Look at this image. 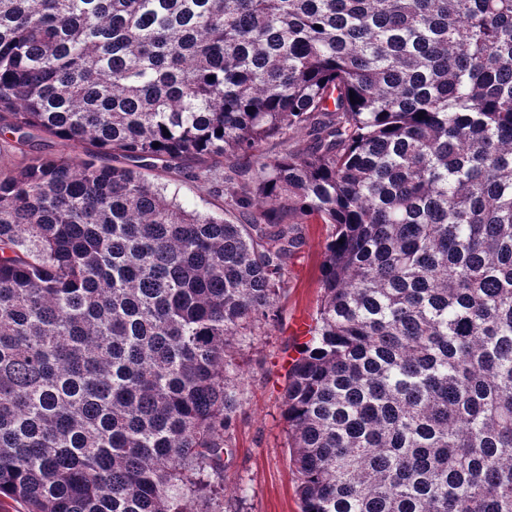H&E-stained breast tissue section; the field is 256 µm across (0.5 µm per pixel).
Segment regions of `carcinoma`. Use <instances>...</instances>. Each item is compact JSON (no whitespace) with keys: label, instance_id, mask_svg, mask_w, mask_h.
Masks as SVG:
<instances>
[{"label":"carcinoma","instance_id":"1","mask_svg":"<svg viewBox=\"0 0 512 512\" xmlns=\"http://www.w3.org/2000/svg\"><path fill=\"white\" fill-rule=\"evenodd\" d=\"M0 132V512H195L314 222L300 512H512V0H0ZM155 182L166 184L168 193H175L186 207L197 209L203 213L214 216H224L225 219L235 221L233 215L225 212L224 191L220 186L224 177V163L214 168L211 181L193 179L188 176H177L162 172L161 169L148 172Z\"/></svg>","mask_w":512,"mask_h":512}]
</instances>
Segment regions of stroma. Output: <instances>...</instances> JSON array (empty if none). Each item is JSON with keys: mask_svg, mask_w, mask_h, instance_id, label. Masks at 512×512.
Here are the masks:
<instances>
[{"mask_svg": "<svg viewBox=\"0 0 512 512\" xmlns=\"http://www.w3.org/2000/svg\"><path fill=\"white\" fill-rule=\"evenodd\" d=\"M223 167L211 180L150 171V178L167 185L169 193L188 208L214 216L225 213L221 181ZM305 245L288 268L278 307L280 322L257 330L236 344V384L241 404L232 432L234 454L223 476H208L215 493L198 504L200 512H300L295 495L297 477L290 462L282 394L287 371L302 336L293 332L297 320H311L321 290L320 263L329 228L304 227Z\"/></svg>", "mask_w": 512, "mask_h": 512, "instance_id": "obj_1", "label": "stroma"}]
</instances>
